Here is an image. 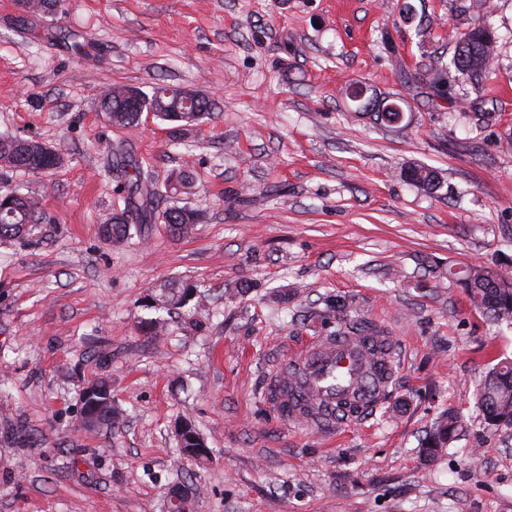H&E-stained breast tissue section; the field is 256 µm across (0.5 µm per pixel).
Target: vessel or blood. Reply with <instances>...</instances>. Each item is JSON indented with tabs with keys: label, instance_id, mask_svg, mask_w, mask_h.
I'll return each mask as SVG.
<instances>
[{
	"label": "vessel or blood",
	"instance_id": "vessel-or-blood-1",
	"mask_svg": "<svg viewBox=\"0 0 512 512\" xmlns=\"http://www.w3.org/2000/svg\"><path fill=\"white\" fill-rule=\"evenodd\" d=\"M395 367L393 339L385 334L319 336L276 368L267 398L299 427L357 425L380 409Z\"/></svg>",
	"mask_w": 512,
	"mask_h": 512
}]
</instances>
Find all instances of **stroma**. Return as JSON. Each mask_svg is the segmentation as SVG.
<instances>
[{
	"label": "stroma",
	"instance_id": "obj_1",
	"mask_svg": "<svg viewBox=\"0 0 512 512\" xmlns=\"http://www.w3.org/2000/svg\"><path fill=\"white\" fill-rule=\"evenodd\" d=\"M475 3L58 0L20 32L15 0H0V131L64 157L45 175L0 172V192L22 185L47 216L0 240V512H166L179 487L194 512H512V429L474 400L512 358V327L447 275L512 272V0H486L495 51L479 84L449 66L442 99L418 78L449 65ZM54 26L94 50L52 45ZM160 81L214 102L182 142L169 123L117 129L95 109L106 86ZM354 83L402 97L403 121L355 114ZM118 144L162 181L191 167V231L101 236ZM409 164L439 187L405 182ZM175 279L194 294L167 309ZM338 301L393 336L398 369L372 419L325 439L290 424L265 382L335 332ZM99 378L122 416L88 430L82 392ZM451 406L465 433L422 460ZM185 419L209 461L181 453ZM404 179L411 185L431 191L439 185V176L437 172L429 167L419 164L410 165L403 172Z\"/></svg>",
	"mask_w": 512,
	"mask_h": 512
}]
</instances>
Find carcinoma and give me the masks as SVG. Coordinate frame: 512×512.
Listing matches in <instances>:
<instances>
[{"label": "carcinoma", "instance_id": "obj_1", "mask_svg": "<svg viewBox=\"0 0 512 512\" xmlns=\"http://www.w3.org/2000/svg\"><path fill=\"white\" fill-rule=\"evenodd\" d=\"M457 47L452 59L455 69L476 83L487 70L493 55L495 39L486 14L476 11L471 26L456 37ZM127 85H113L102 90L97 97V107L108 122L115 127H133L139 123L140 113L129 105ZM197 97L188 99L180 95L179 87L157 84L151 92L144 94L143 101L153 110V116L161 121L175 122L173 133L186 135L201 125L210 116L212 101L201 91ZM356 113L380 120L381 107L400 105V97L380 96L373 92L358 99ZM113 155L108 171L117 179L113 193L123 207L113 210L112 215L100 225L102 237L111 242H123L131 227L137 224L169 226L178 233L188 232L195 223V213L177 205L179 197L188 195L194 186L193 172L178 171L160 185L152 169L141 165L127 149H109ZM63 162L60 152L33 138L16 134H0V163L12 171L41 173L52 170ZM411 185L431 191L439 185L437 172L429 167L414 164L403 172ZM43 210L37 198L18 190L0 194V239L22 238L34 224L42 223ZM448 278L464 290L471 305L482 314L497 322L512 324V275L484 265H466L448 268ZM190 285L172 281L164 286V306L177 307L185 303ZM366 322L352 319L345 313V306L336 307L337 331L363 327ZM91 401L99 409L97 418L85 422L89 427L114 424L119 412L112 404V391L105 381H98L85 389ZM476 405L485 422L496 428H512V361H501L494 365L480 384L476 393ZM462 431V420L458 410L450 407L442 414L424 439L422 455L431 459L458 439Z\"/></svg>", "mask_w": 512, "mask_h": 512}]
</instances>
